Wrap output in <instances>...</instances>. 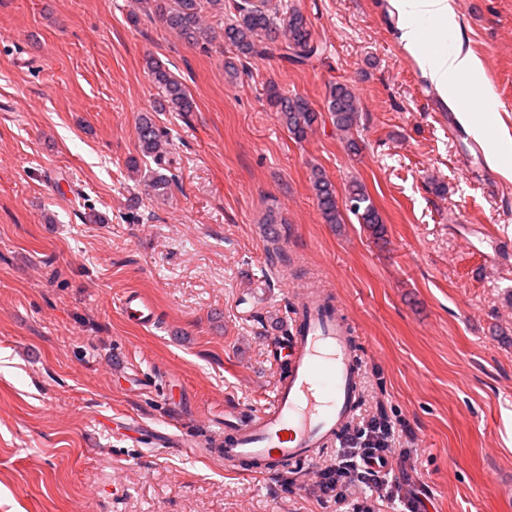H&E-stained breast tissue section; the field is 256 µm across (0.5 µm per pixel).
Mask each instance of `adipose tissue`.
Masks as SVG:
<instances>
[{"mask_svg": "<svg viewBox=\"0 0 512 512\" xmlns=\"http://www.w3.org/2000/svg\"><path fill=\"white\" fill-rule=\"evenodd\" d=\"M395 15L397 37L429 84L447 105L460 108V117L489 156H496L499 135L491 113L468 109L471 90L482 81L480 60L462 46L459 31L451 30L456 14L452 0H387Z\"/></svg>", "mask_w": 512, "mask_h": 512, "instance_id": "obj_1", "label": "adipose tissue"}]
</instances>
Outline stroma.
I'll use <instances>...</instances> for the list:
<instances>
[{
    "label": "stroma",
    "mask_w": 512,
    "mask_h": 512,
    "mask_svg": "<svg viewBox=\"0 0 512 512\" xmlns=\"http://www.w3.org/2000/svg\"><path fill=\"white\" fill-rule=\"evenodd\" d=\"M285 2L326 53L256 59L232 83L233 49L185 43L136 0H0V512H336L310 470L243 476L211 446L225 411L262 409L288 371L267 342L290 324L293 280L330 289L349 319L358 414L401 423L392 468L424 485L422 512H512V177L484 151L471 173L474 139L385 0ZM453 3L512 137V0ZM150 57L194 112H155ZM338 81L360 100L356 153L324 112ZM270 83L321 111L305 140ZM150 111L170 131L164 195L143 184ZM315 166L337 193L365 184L384 238L325 223ZM128 291L155 325L127 321ZM183 433L192 446L163 447Z\"/></svg>",
    "instance_id": "stroma-1"
}]
</instances>
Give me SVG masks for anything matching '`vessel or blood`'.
<instances>
[{"label":"vessel or blood","instance_id":"1","mask_svg":"<svg viewBox=\"0 0 512 512\" xmlns=\"http://www.w3.org/2000/svg\"><path fill=\"white\" fill-rule=\"evenodd\" d=\"M121 307L136 324L156 320L153 304L139 293H126ZM294 314L286 335L271 341L285 354L289 369L270 405L224 414L219 448L225 467L270 477L291 464L314 465L343 438L358 408L360 364L333 294L314 286L300 289Z\"/></svg>","mask_w":512,"mask_h":512}]
</instances>
